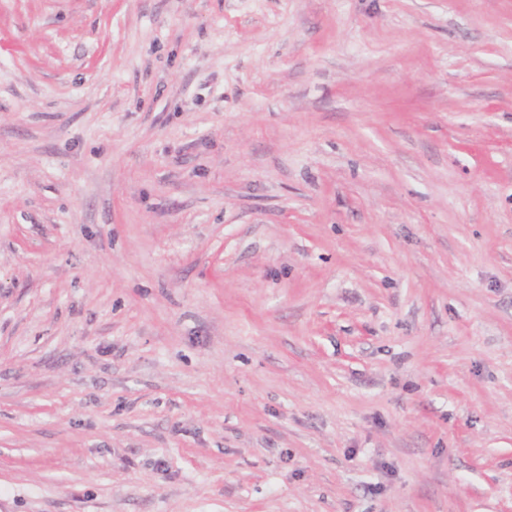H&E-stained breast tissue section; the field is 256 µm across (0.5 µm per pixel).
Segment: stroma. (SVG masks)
Segmentation results:
<instances>
[{
	"mask_svg": "<svg viewBox=\"0 0 512 512\" xmlns=\"http://www.w3.org/2000/svg\"><path fill=\"white\" fill-rule=\"evenodd\" d=\"M0 512H512V0H0Z\"/></svg>",
	"mask_w": 512,
	"mask_h": 512,
	"instance_id": "stroma-1",
	"label": "stroma"
}]
</instances>
